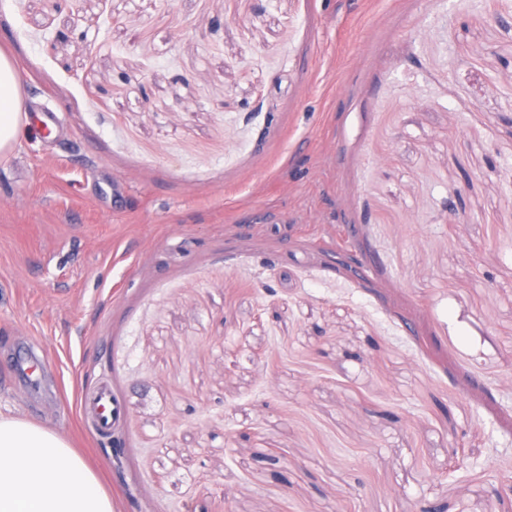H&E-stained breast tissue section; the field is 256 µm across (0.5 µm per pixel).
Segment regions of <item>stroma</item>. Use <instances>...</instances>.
<instances>
[{
  "instance_id": "stroma-1",
  "label": "stroma",
  "mask_w": 512,
  "mask_h": 512,
  "mask_svg": "<svg viewBox=\"0 0 512 512\" xmlns=\"http://www.w3.org/2000/svg\"><path fill=\"white\" fill-rule=\"evenodd\" d=\"M0 48L56 117L0 406L120 512H512V0H0ZM83 413L90 416L95 429L99 432H107L112 429L119 410L115 406L112 395L107 388L101 387L81 402Z\"/></svg>"
}]
</instances>
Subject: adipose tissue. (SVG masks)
I'll use <instances>...</instances> for the list:
<instances>
[{"instance_id":"1","label":"adipose tissue","mask_w":512,"mask_h":512,"mask_svg":"<svg viewBox=\"0 0 512 512\" xmlns=\"http://www.w3.org/2000/svg\"><path fill=\"white\" fill-rule=\"evenodd\" d=\"M13 61L0 52V155L23 133ZM0 512H118L98 472L46 425L0 411Z\"/></svg>"}]
</instances>
